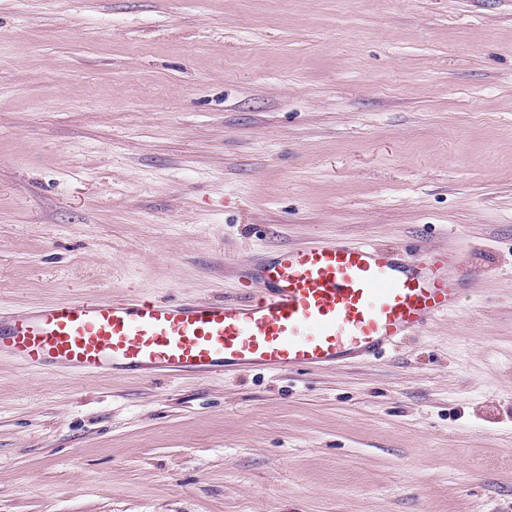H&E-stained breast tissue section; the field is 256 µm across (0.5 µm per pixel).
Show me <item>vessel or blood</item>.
Masks as SVG:
<instances>
[{"instance_id":"b4317fda","label":"vessel or blood","mask_w":512,"mask_h":512,"mask_svg":"<svg viewBox=\"0 0 512 512\" xmlns=\"http://www.w3.org/2000/svg\"><path fill=\"white\" fill-rule=\"evenodd\" d=\"M452 253L412 263L366 241L284 247L249 268L227 303L83 297L0 319V354L31 370L272 373L361 363L459 305Z\"/></svg>"}]
</instances>
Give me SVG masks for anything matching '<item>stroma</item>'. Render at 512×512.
Listing matches in <instances>:
<instances>
[{"mask_svg":"<svg viewBox=\"0 0 512 512\" xmlns=\"http://www.w3.org/2000/svg\"><path fill=\"white\" fill-rule=\"evenodd\" d=\"M452 251L385 356L0 355V512H512V0H0V312L220 302L272 250Z\"/></svg>","mask_w":512,"mask_h":512,"instance_id":"obj_1","label":"stroma"}]
</instances>
